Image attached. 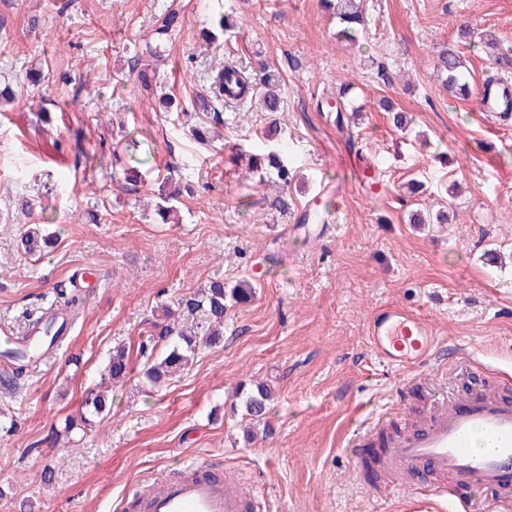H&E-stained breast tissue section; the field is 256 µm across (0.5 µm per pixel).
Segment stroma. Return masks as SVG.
<instances>
[{"mask_svg":"<svg viewBox=\"0 0 512 512\" xmlns=\"http://www.w3.org/2000/svg\"><path fill=\"white\" fill-rule=\"evenodd\" d=\"M363 8L353 46L320 0H0V88L14 93L0 100V320L23 326L81 267L99 282L57 357L0 389V512H122L145 479L187 460L257 479L266 512H410L348 445L377 417L391 432L464 393L473 363L512 366V119L488 120L434 71L452 46L482 86L479 37L512 49V0ZM166 12L178 25L139 81L130 70ZM228 12L231 38L218 26ZM228 58L278 71L283 111L252 101L214 123L202 99ZM343 88L362 112L340 123L323 103ZM235 145L294 168L287 215L262 209L246 160L227 162ZM348 159L372 162L383 192L368 196ZM413 178L423 193H408ZM165 190L179 194L168 224L155 210ZM33 224L57 238L38 259L21 245ZM215 280L250 281L255 297L228 309L220 343L150 388L142 343L203 324L189 303ZM388 303L432 321L437 359L406 369L371 355L367 322ZM117 346L133 371L109 413L80 425ZM261 382L273 401L252 440L235 394Z\"/></svg>","mask_w":512,"mask_h":512,"instance_id":"1","label":"stroma"}]
</instances>
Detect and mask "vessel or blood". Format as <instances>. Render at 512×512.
<instances>
[{
    "mask_svg": "<svg viewBox=\"0 0 512 512\" xmlns=\"http://www.w3.org/2000/svg\"><path fill=\"white\" fill-rule=\"evenodd\" d=\"M367 342L374 356L394 367L427 362L439 341L432 323L407 308L386 304L373 311ZM474 390L438 405L429 421L392 434L382 450V472L411 478L419 500L441 498L448 512H512V375L473 372ZM484 447H477V440ZM180 478H152L147 493L133 494L134 512H262L266 490L245 477L230 483L206 462L191 461Z\"/></svg>",
    "mask_w": 512,
    "mask_h": 512,
    "instance_id": "obj_1",
    "label": "vessel or blood"
}]
</instances>
